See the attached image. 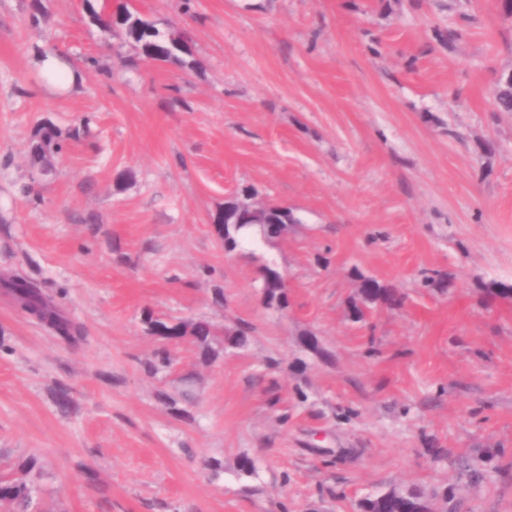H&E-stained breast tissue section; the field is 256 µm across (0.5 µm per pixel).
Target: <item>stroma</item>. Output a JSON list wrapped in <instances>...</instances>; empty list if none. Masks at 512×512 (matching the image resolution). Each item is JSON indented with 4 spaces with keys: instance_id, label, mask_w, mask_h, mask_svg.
I'll list each match as a JSON object with an SVG mask.
<instances>
[{
    "instance_id": "35a3bbf8",
    "label": "stroma",
    "mask_w": 512,
    "mask_h": 512,
    "mask_svg": "<svg viewBox=\"0 0 512 512\" xmlns=\"http://www.w3.org/2000/svg\"><path fill=\"white\" fill-rule=\"evenodd\" d=\"M92 2L182 32L191 63L104 37L83 0H42L37 24L0 0V275L83 329L64 340L0 288V478L34 462L43 512H358L391 485L512 512V297L483 294L512 286L503 0ZM48 125L62 148L40 163ZM245 187L298 221L228 252L212 220ZM265 263L287 310L263 305ZM364 277L404 306L352 322ZM148 313L253 338L181 339L150 374ZM187 375L180 411L164 396Z\"/></svg>"
}]
</instances>
